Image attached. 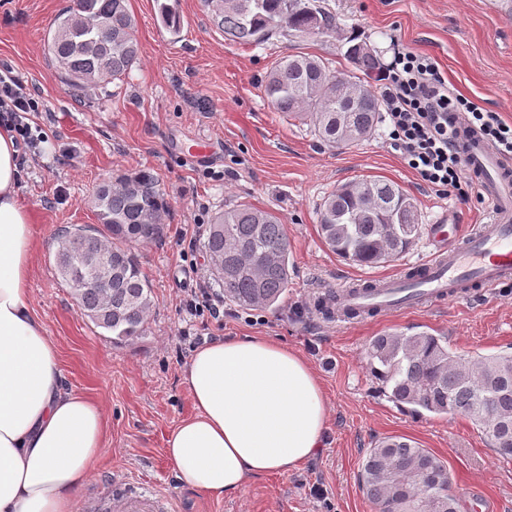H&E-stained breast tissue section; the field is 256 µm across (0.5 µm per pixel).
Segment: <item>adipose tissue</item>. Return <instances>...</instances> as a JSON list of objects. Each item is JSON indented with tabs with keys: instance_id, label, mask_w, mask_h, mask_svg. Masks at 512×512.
Masks as SVG:
<instances>
[{
	"instance_id": "obj_1",
	"label": "adipose tissue",
	"mask_w": 512,
	"mask_h": 512,
	"mask_svg": "<svg viewBox=\"0 0 512 512\" xmlns=\"http://www.w3.org/2000/svg\"><path fill=\"white\" fill-rule=\"evenodd\" d=\"M14 132L0 126V512H77L106 445L101 405L68 389L58 349L29 301L35 233L17 196ZM194 404L165 442L177 479L229 497L255 475L288 474L327 436L323 384L299 351L268 336L196 349L184 376Z\"/></svg>"
}]
</instances>
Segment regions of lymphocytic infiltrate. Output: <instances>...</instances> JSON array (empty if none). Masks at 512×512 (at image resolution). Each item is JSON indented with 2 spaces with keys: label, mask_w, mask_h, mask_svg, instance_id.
Segmentation results:
<instances>
[{
  "label": "lymphocytic infiltrate",
  "mask_w": 512,
  "mask_h": 512,
  "mask_svg": "<svg viewBox=\"0 0 512 512\" xmlns=\"http://www.w3.org/2000/svg\"><path fill=\"white\" fill-rule=\"evenodd\" d=\"M381 81L388 139L404 163L432 189L466 201L474 188L448 128L449 116L476 129L498 152L512 156V125L487 110L481 99L451 91L435 58L397 52ZM38 109L24 84L1 70L0 124L13 128L28 147L37 143L31 122Z\"/></svg>",
  "instance_id": "obj_1"
}]
</instances>
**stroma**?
<instances>
[{
    "instance_id": "stroma-1",
    "label": "stroma",
    "mask_w": 512,
    "mask_h": 512,
    "mask_svg": "<svg viewBox=\"0 0 512 512\" xmlns=\"http://www.w3.org/2000/svg\"><path fill=\"white\" fill-rule=\"evenodd\" d=\"M72 0H0V70L39 98L33 120L44 137L22 166L18 199L33 218L36 249L30 300L56 343L65 382L96 399L108 422V446L89 488L113 478L171 496L179 512H373L359 486L373 445L402 436L447 465L460 512L484 500L488 512H512V462L458 415L417 418L379 391L364 355L375 336L414 325L447 336L461 358L512 347V288H498L343 326L315 309L318 297L365 277L397 273L429 257L428 237L399 259L374 267L339 258L320 234L318 208L344 183L383 179L414 199L420 224L446 208L460 231L484 222L477 200L461 202L427 188L402 161L385 130L344 148L318 141L308 121L276 112L264 96L267 72L292 54L321 57L339 74L353 71L349 40L366 42L384 63L408 49L437 59L448 84L483 100L512 123V11L502 0H325L340 26L315 37L276 35L260 45L227 40L203 0H168L180 14L168 32L158 0H127L140 57L128 77L73 96L49 61L45 42ZM212 140L199 161L181 147ZM138 170L154 173L171 200L161 240L138 245L154 304L144 336L114 342L77 306L57 275L53 238L65 225L97 223L90 204L99 182ZM246 203L274 211L292 249L288 295L275 310L224 305V321L187 311L200 275L211 268L201 243L214 215ZM270 336L301 351L327 398L324 448L287 475L255 476L242 494L216 499L183 485L164 454L167 436L193 413L183 370L193 351L222 336ZM322 487L323 497L311 494Z\"/></svg>"
}]
</instances>
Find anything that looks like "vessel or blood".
I'll return each mask as SVG.
<instances>
[{
	"label": "vessel or blood",
	"instance_id": "1",
	"mask_svg": "<svg viewBox=\"0 0 512 512\" xmlns=\"http://www.w3.org/2000/svg\"><path fill=\"white\" fill-rule=\"evenodd\" d=\"M454 142L467 171L477 180L488 207L485 223L458 236L451 215H442L428 228L436 246L433 256L417 263L421 276L406 273L381 279L377 293H346L338 318L353 322L356 310L372 306L391 313L425 308L445 298H459L473 290L489 292L512 284V160L494 151L480 133L449 117ZM83 512H176L172 497L118 480L89 492Z\"/></svg>",
	"mask_w": 512,
	"mask_h": 512
}]
</instances>
